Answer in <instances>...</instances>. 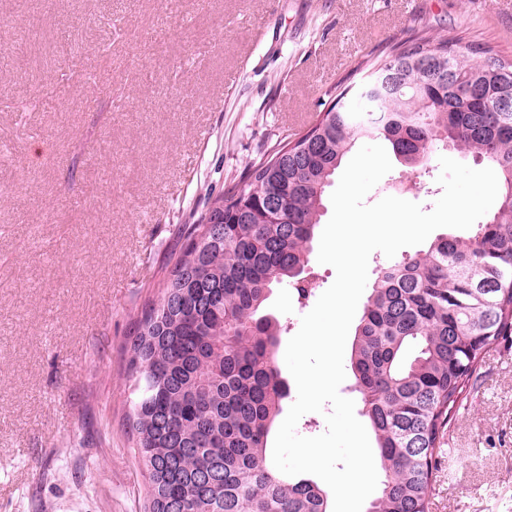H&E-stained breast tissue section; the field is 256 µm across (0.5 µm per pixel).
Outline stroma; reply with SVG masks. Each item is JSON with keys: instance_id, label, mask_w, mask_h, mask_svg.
Instances as JSON below:
<instances>
[{"instance_id": "1", "label": "stroma", "mask_w": 512, "mask_h": 512, "mask_svg": "<svg viewBox=\"0 0 512 512\" xmlns=\"http://www.w3.org/2000/svg\"><path fill=\"white\" fill-rule=\"evenodd\" d=\"M512 55V0H0V512H144L126 345L183 225L413 30ZM431 512H512V335Z\"/></svg>"}]
</instances>
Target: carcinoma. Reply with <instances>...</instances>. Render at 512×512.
I'll use <instances>...</instances> for the list:
<instances>
[{"instance_id":"carcinoma-1","label":"carcinoma","mask_w":512,"mask_h":512,"mask_svg":"<svg viewBox=\"0 0 512 512\" xmlns=\"http://www.w3.org/2000/svg\"><path fill=\"white\" fill-rule=\"evenodd\" d=\"M391 55L401 69L390 90L345 87L306 133L248 163L242 184L206 189L220 233L203 216L184 225L128 348L127 425L147 512H332L325 489L280 472L268 452L290 384L277 361L283 326L266 304L273 289L306 282L327 188L364 139L411 172L452 148L498 181L483 222L377 270L354 333L350 391L381 471L367 512H430L446 425L512 331V112L490 111L512 94V59L427 31ZM420 57L448 83L427 84Z\"/></svg>"}]
</instances>
